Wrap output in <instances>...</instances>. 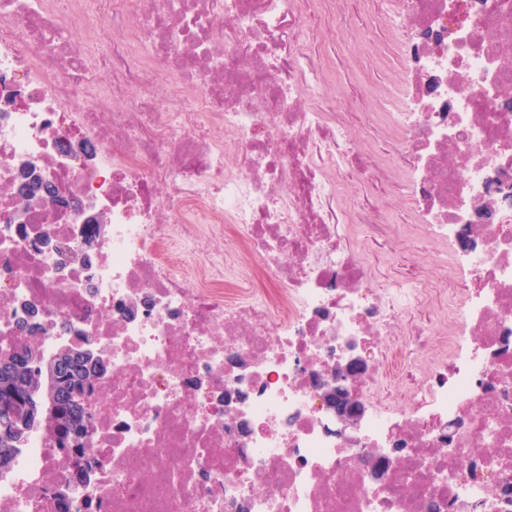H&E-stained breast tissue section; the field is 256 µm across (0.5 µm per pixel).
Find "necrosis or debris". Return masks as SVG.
I'll list each match as a JSON object with an SVG mask.
<instances>
[{
  "instance_id": "4bbe7bcc",
  "label": "necrosis or debris",
  "mask_w": 512,
  "mask_h": 512,
  "mask_svg": "<svg viewBox=\"0 0 512 512\" xmlns=\"http://www.w3.org/2000/svg\"><path fill=\"white\" fill-rule=\"evenodd\" d=\"M97 2L0 0V348L31 321L40 353L91 336L110 366L70 512H512V196L488 193L512 146V0H465L462 25L456 0H408L426 36L386 123L418 229L452 248L437 278L375 273L373 244L400 243L340 199L394 176L326 108L305 39L344 0ZM29 178L64 205L27 200ZM423 305L447 336L408 322ZM350 340L364 412L343 436L322 384ZM69 469L29 432L0 512H56Z\"/></svg>"
}]
</instances>
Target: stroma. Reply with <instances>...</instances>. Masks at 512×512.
I'll return each instance as SVG.
<instances>
[{"instance_id":"35a3bbf8","label":"stroma","mask_w":512,"mask_h":512,"mask_svg":"<svg viewBox=\"0 0 512 512\" xmlns=\"http://www.w3.org/2000/svg\"><path fill=\"white\" fill-rule=\"evenodd\" d=\"M386 0H346L347 24L340 33L314 29L309 33L313 47L325 60V102L337 111L352 115L354 130L362 147L375 159L399 165L389 152L388 135L377 127L379 113L391 111L393 99L404 96L409 64L402 55L417 42V30L408 25L393 26L386 18ZM350 211L364 203L380 210L399 240L395 258L378 256L376 265L393 264L404 274L423 264L431 274H441L448 263L445 244L422 237L413 215L411 185L407 174L397 182L382 185L347 183L339 189Z\"/></svg>"}]
</instances>
